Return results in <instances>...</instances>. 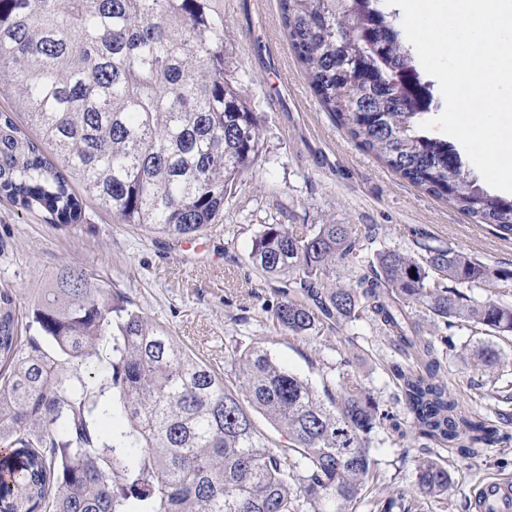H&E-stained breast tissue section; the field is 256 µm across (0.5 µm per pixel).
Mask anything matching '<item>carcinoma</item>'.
<instances>
[{
	"instance_id": "carcinoma-1",
	"label": "carcinoma",
	"mask_w": 512,
	"mask_h": 512,
	"mask_svg": "<svg viewBox=\"0 0 512 512\" xmlns=\"http://www.w3.org/2000/svg\"><path fill=\"white\" fill-rule=\"evenodd\" d=\"M278 6L310 88L353 140L512 237V198L491 193L453 145L421 128L433 83L397 12L384 0ZM2 86L36 139L0 113V194L57 224L85 220L71 177L115 224L196 238L224 216L264 148L263 115L243 91L224 0H0ZM371 240L348 224L263 225L248 260L288 288L267 309L269 321L303 337L326 320L369 318L410 360L392 374L418 437L462 458L476 444L502 442L499 430L462 414L439 378L453 346L421 335L409 307L512 334V306L474 303L444 285L505 281L512 271L449 247L419 259L384 249L352 284L321 287L336 261ZM104 340L110 370L101 376L90 359ZM229 358L241 394L78 269L41 289L26 323L17 293L0 289V512H350L373 479L369 434L388 413L353 375L342 377L341 393L325 384L320 394L262 346ZM498 362L492 348L474 355L485 371ZM252 410L285 430L287 447H269ZM111 413L126 427L106 439L97 420ZM127 453L138 456L133 468L122 462ZM415 484L442 497L452 475L444 460L426 457Z\"/></svg>"
}]
</instances>
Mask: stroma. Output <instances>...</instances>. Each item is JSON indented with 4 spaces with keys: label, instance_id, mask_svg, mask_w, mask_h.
<instances>
[{
    "label": "stroma",
    "instance_id": "stroma-1",
    "mask_svg": "<svg viewBox=\"0 0 512 512\" xmlns=\"http://www.w3.org/2000/svg\"><path fill=\"white\" fill-rule=\"evenodd\" d=\"M244 0H224V22L236 46L243 86L265 121L264 150L224 218L200 238L175 239L111 216L87 204L80 224H55L46 213L20 209L0 197V289L16 290L21 312H30L41 288L66 268L106 281L147 318L163 325L192 357L234 383L225 351L264 346L272 358L314 386L338 388L342 374L355 375L392 418L370 435L377 477L355 512H477L476 492L494 478L512 479V439L474 448L462 459L416 437L391 366L401 354L367 321L322 329L307 337L280 334L266 310L281 298L275 281L250 265L248 253L265 224H348L373 243L337 262L324 284L345 286L372 262L376 251L421 257L426 248H453L492 268L512 270V239L407 182L373 154L360 149L325 110L285 41L278 14L273 36L282 44L275 66L286 70L291 94L276 99L271 65L252 44ZM414 313L425 336L451 338L457 352L445 372L460 407L512 436V341L466 322L447 323L424 307ZM494 347L501 364L494 375L474 369L476 347ZM448 462L453 482L447 496L427 498L415 485L420 458Z\"/></svg>",
    "mask_w": 512,
    "mask_h": 512
}]
</instances>
